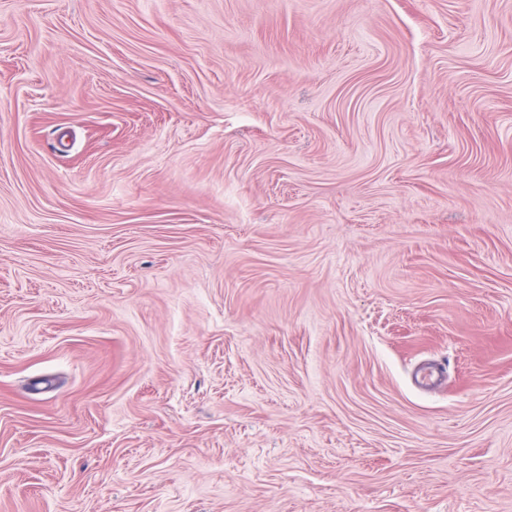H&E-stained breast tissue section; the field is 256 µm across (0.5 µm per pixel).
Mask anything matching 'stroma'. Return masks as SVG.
<instances>
[{
	"label": "stroma",
	"mask_w": 512,
	"mask_h": 512,
	"mask_svg": "<svg viewBox=\"0 0 512 512\" xmlns=\"http://www.w3.org/2000/svg\"><path fill=\"white\" fill-rule=\"evenodd\" d=\"M0 512H512V0H0Z\"/></svg>",
	"instance_id": "1"
}]
</instances>
